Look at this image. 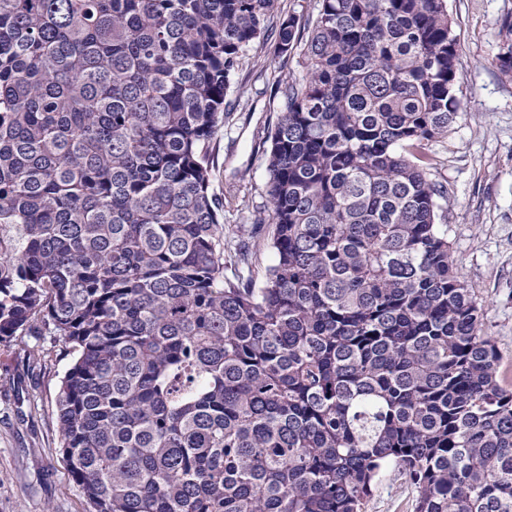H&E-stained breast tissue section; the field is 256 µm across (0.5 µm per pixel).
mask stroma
Instances as JSON below:
<instances>
[{"instance_id": "35a3bbf8", "label": "stroma", "mask_w": 512, "mask_h": 512, "mask_svg": "<svg viewBox=\"0 0 512 512\" xmlns=\"http://www.w3.org/2000/svg\"><path fill=\"white\" fill-rule=\"evenodd\" d=\"M459 40L457 96L463 112L430 144L432 177L448 189L444 222L463 281L483 310V329L512 380V78L495 64L501 20L512 0H447ZM302 77L301 50L273 57L254 44L234 77L233 110L213 141V187L224 196V229L251 228L267 180L259 146L280 114L281 74ZM41 348L40 362H29ZM69 363L55 336H21L0 347V512H89L60 448L55 395ZM414 487L397 468L385 470L365 512H415Z\"/></svg>"}]
</instances>
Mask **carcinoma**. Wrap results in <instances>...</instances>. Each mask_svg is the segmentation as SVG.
Masks as SVG:
<instances>
[{
	"label": "carcinoma",
	"instance_id": "cac0c4a2",
	"mask_svg": "<svg viewBox=\"0 0 512 512\" xmlns=\"http://www.w3.org/2000/svg\"><path fill=\"white\" fill-rule=\"evenodd\" d=\"M279 0H0V345L57 336L93 512H512V387L437 223L461 114L446 0H319L276 83L255 233L211 142ZM496 63L512 77V17ZM414 487L397 468L385 470L365 512H415Z\"/></svg>",
	"mask_w": 512,
	"mask_h": 512
}]
</instances>
